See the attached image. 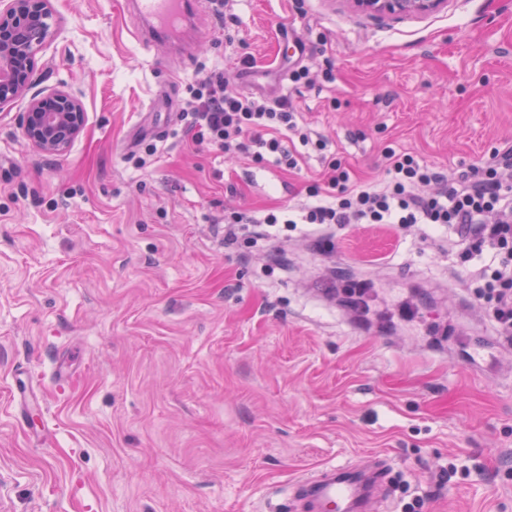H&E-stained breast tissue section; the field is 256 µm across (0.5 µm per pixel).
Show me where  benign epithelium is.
<instances>
[{
	"label": "benign epithelium",
	"instance_id": "1",
	"mask_svg": "<svg viewBox=\"0 0 512 512\" xmlns=\"http://www.w3.org/2000/svg\"><path fill=\"white\" fill-rule=\"evenodd\" d=\"M372 16H425L446 0H350ZM51 0H0V110L25 102L16 120L23 138L46 156L65 154L83 134L86 111L81 94L63 84L34 91L38 55L57 34Z\"/></svg>",
	"mask_w": 512,
	"mask_h": 512
}]
</instances>
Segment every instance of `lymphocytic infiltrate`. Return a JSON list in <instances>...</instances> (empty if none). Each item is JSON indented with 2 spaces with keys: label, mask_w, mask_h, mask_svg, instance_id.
Returning <instances> with one entry per match:
<instances>
[{
  "label": "lymphocytic infiltrate",
  "mask_w": 512,
  "mask_h": 512,
  "mask_svg": "<svg viewBox=\"0 0 512 512\" xmlns=\"http://www.w3.org/2000/svg\"><path fill=\"white\" fill-rule=\"evenodd\" d=\"M195 110L210 143L248 155L260 165L296 167L290 139L324 149L299 127L287 97H246L224 84L214 72L194 91ZM386 181L374 188L353 180L340 160L329 163L327 188H313L314 204L286 207L256 217L225 213L228 224L261 222L296 228L300 224H442L456 236L459 257L482 258L480 284L474 290L481 308L502 336L512 335V150L493 164L471 166L455 177L421 163L407 152L387 151Z\"/></svg>",
  "instance_id": "1"
}]
</instances>
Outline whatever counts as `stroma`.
<instances>
[{
  "label": "stroma",
  "instance_id": "stroma-1",
  "mask_svg": "<svg viewBox=\"0 0 512 512\" xmlns=\"http://www.w3.org/2000/svg\"><path fill=\"white\" fill-rule=\"evenodd\" d=\"M53 6L40 85L87 123L49 157L0 110V512H291L296 483L377 457L379 512H512V344L446 230L224 241L225 211L305 203L331 157L375 184L390 149L453 173L512 146V0H224L177 53L139 45L128 0ZM212 71L287 96L325 152L263 168L200 140ZM172 80L174 117L151 106ZM451 463L470 474L438 486ZM354 9L372 16H425L438 11L446 0H350Z\"/></svg>",
  "mask_w": 512,
  "mask_h": 512
}]
</instances>
